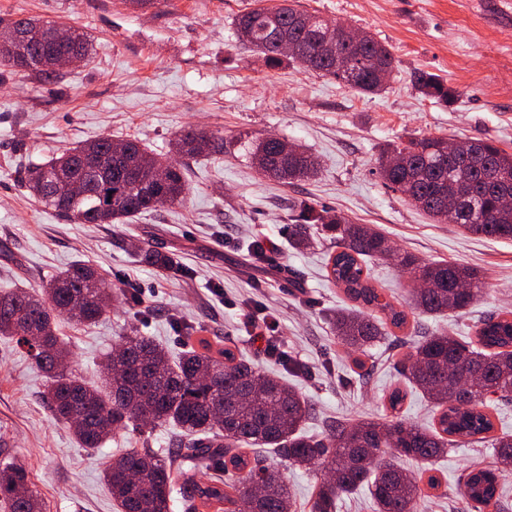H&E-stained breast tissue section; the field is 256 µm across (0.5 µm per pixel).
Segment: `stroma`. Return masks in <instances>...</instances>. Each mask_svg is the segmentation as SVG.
I'll list each match as a JSON object with an SVG mask.
<instances>
[{"label":"stroma","mask_w":512,"mask_h":512,"mask_svg":"<svg viewBox=\"0 0 512 512\" xmlns=\"http://www.w3.org/2000/svg\"><path fill=\"white\" fill-rule=\"evenodd\" d=\"M326 21L370 32L395 68L385 91L361 95L299 65L268 68L238 40L235 19L255 0H0V19L37 17L86 32L89 60L58 80L0 67V290H40L77 261L99 268L118 299L105 319L74 327L61 320L70 370L91 385L121 335L147 336L172 356L190 348L187 327L295 385L312 404L307 434L326 437L335 421L391 418L387 399L404 387L399 362L418 336L443 331L467 341L479 321L512 310V241L472 235L433 221L387 189L380 153L410 136L484 139L512 152V0H299ZM418 72L456 92L448 104L421 97ZM224 140V152L189 161L183 204L164 205L125 224H79L29 193L24 170L100 136L134 138L170 153L184 129ZM273 133L305 146L318 174L282 183L259 174L247 145ZM384 233L394 248L430 261L476 268L488 286L469 312L410 315L366 353L336 339L331 317L347 301L328 278L329 242L293 249L289 230L301 204ZM265 244L254 255L255 243ZM145 248L174 257L180 274L144 263ZM372 282L408 302L411 275L390 260L369 264ZM264 308L279 320L277 343L300 373L248 336L244 313ZM289 360V361H290ZM45 373L16 340L0 337V460L30 471L47 512H116L102 479L116 452L167 454L180 440L171 426L127 427L101 447H81L43 399ZM293 494L294 512H312L320 472L260 452ZM490 443L449 449L432 469L440 482L419 512H488L467 500L463 476L496 466Z\"/></svg>","instance_id":"obj_1"}]
</instances>
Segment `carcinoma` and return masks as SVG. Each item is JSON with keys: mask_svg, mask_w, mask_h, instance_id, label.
Masks as SVG:
<instances>
[{"mask_svg": "<svg viewBox=\"0 0 512 512\" xmlns=\"http://www.w3.org/2000/svg\"><path fill=\"white\" fill-rule=\"evenodd\" d=\"M11 26L43 35L26 48L27 66L17 63L12 45L0 46V66L23 69L38 79L56 80L58 53L66 49L87 58L89 37L69 29L61 45L49 38L57 23L20 18ZM327 23L297 4L281 0L257 6L235 21L240 40L264 56L270 68L295 62L329 76L361 94H377L394 68L390 50L375 38L361 44L341 43L336 51L357 63L350 80L336 70V56L327 48ZM298 42L305 54L288 56L278 50L274 33ZM414 86L425 98L448 102L454 93L438 76L420 72ZM442 137H411L387 144L381 160L404 156V164L380 175L393 191L413 190L411 203L435 221H447L442 189L452 182L472 203L453 223L466 233L512 240V207L500 204L512 192V153L482 139L457 142L460 163L448 166L440 150ZM123 157L111 156L112 138L102 136L80 143L26 171L25 182L38 201L54 207L79 224H123L137 214L184 202L187 185L184 164L167 155L148 152L136 139L121 141ZM224 152V139L193 128L174 143L181 158ZM251 157L265 176L292 183L313 177L317 168L301 145L275 134L253 140ZM320 224L334 244L327 262L328 277L350 301L333 318L338 341L353 350L373 345L390 327L407 324L408 312L440 315L463 312L484 292L485 282L475 268L450 262H430L399 253L388 239L368 224H354L342 215L303 204L292 228L294 246L310 244L307 225ZM143 259L163 272L177 273L172 258L142 249ZM390 258L414 275L410 311L397 307L376 288L365 271L371 259ZM112 288L98 271L77 262L59 272L38 293L22 288L0 292V336L28 347L35 364L50 380L45 394L56 419L72 431L84 448L100 447L119 426L178 425L188 444L161 456L149 448H134L113 458L104 479L119 512H172L180 499L188 512L211 504L217 512H292L293 500L278 472L255 461L253 447L270 448L295 466L319 468L312 512H336L337 500L366 486L377 512H417L425 488L436 489L431 475L422 476L398 466L405 457L428 464L457 443L482 442L494 430L495 398L512 397V310L483 320L475 336L462 342L453 336H423L402 359L401 374L409 388L433 405L431 425L392 419L360 420L329 426L328 441L302 432L310 403L279 376L261 373L236 359L228 349L214 356L190 348L175 364L164 347L145 336H124L99 364L102 388H93L68 370L71 351L58 334L56 317L75 324L104 318ZM498 466L469 471L462 493L483 507L501 510V480L512 474V434L493 438ZM0 504L7 512H45L22 463L0 464Z\"/></svg>", "mask_w": 512, "mask_h": 512, "instance_id": "obj_1", "label": "carcinoma"}]
</instances>
